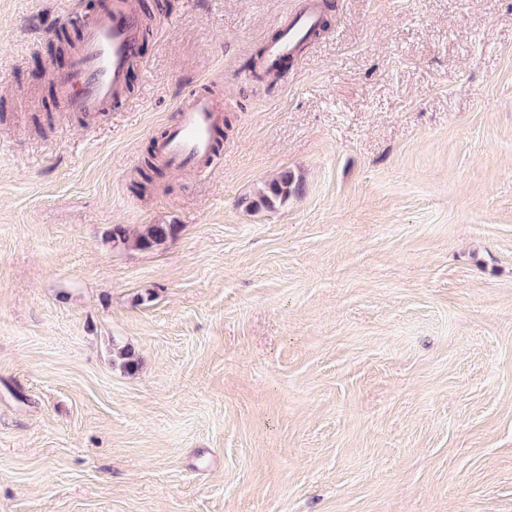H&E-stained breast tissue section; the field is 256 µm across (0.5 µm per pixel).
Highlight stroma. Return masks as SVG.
Returning a JSON list of instances; mask_svg holds the SVG:
<instances>
[{
	"instance_id": "35a3bbf8",
	"label": "stroma",
	"mask_w": 512,
	"mask_h": 512,
	"mask_svg": "<svg viewBox=\"0 0 512 512\" xmlns=\"http://www.w3.org/2000/svg\"><path fill=\"white\" fill-rule=\"evenodd\" d=\"M330 2L267 73L302 0H147L82 115L97 0H0V512H512V0ZM195 88L218 161L136 193ZM84 22L83 43L69 72L58 76L65 112H104L125 86L138 60L143 37L141 19L129 0H103ZM298 191L299 184L295 181L294 175L292 172L285 170L259 191V194L251 202L250 206L257 209L260 207L275 209L287 202ZM178 232L179 227L175 224H148L137 234L131 235L126 226L117 224L112 226L111 239L113 247L146 250L174 239Z\"/></svg>"
}]
</instances>
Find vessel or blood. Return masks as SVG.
<instances>
[{"label": "vessel or blood", "mask_w": 512, "mask_h": 512, "mask_svg": "<svg viewBox=\"0 0 512 512\" xmlns=\"http://www.w3.org/2000/svg\"><path fill=\"white\" fill-rule=\"evenodd\" d=\"M316 22V5L301 8L268 42V59L293 55ZM142 37L141 19L130 0H103L84 23L82 48L71 70L58 77L66 111H105L121 95L128 70L139 58ZM223 119V109L214 99L195 90L189 92L176 121L156 141L158 157L175 172L202 169L214 158L213 132Z\"/></svg>", "instance_id": "1"}]
</instances>
